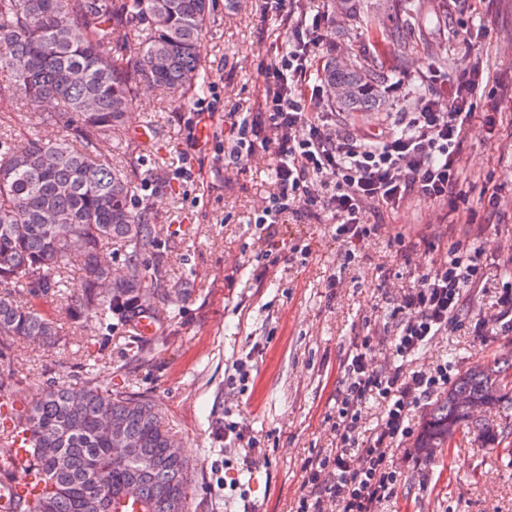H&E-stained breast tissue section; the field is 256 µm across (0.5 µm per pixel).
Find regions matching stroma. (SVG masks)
<instances>
[{"mask_svg": "<svg viewBox=\"0 0 512 512\" xmlns=\"http://www.w3.org/2000/svg\"><path fill=\"white\" fill-rule=\"evenodd\" d=\"M432 3L438 19L402 66L391 46L370 36L393 27L387 11H370L343 38L330 0H291L290 7L328 11L318 33L319 60L361 55L393 71L386 87L392 112L411 108L424 94L421 73L439 69L438 89L445 94L465 69L483 66L492 85L479 90L476 109L497 113L500 122L492 131L473 126L459 160L461 187L481 223H448L446 205L421 198L396 212L369 204L363 218L377 230L346 265L331 216L287 218L271 237L255 226L254 216L276 190L272 154L228 166L223 142L214 141L194 157L202 181H173L198 99L220 115L256 111L262 94L257 64L285 37L278 21H261L262 0H216L199 43L207 91L198 99L147 91L128 117L129 126L146 122L153 128L150 142L135 150L139 170L154 188L149 201L156 247L147 260L159 266L167 292L153 334L141 336L132 323L108 329L92 314L71 318L69 298L48 295L40 307L57 320L60 336L50 348L13 341L16 377L6 394L9 407L23 409L50 380L81 383L88 354L101 336L111 335L97 381L155 401L189 462V512H295L305 460L336 446L342 364L366 335L373 345L370 367L390 361L386 325L403 292L431 268L433 256L419 239L434 234L450 244L481 245L483 281L468 292L459 323L421 355L420 366L444 363L457 374L493 360L512 362V330L495 319L499 297L512 289V98L506 95L512 88V0H456L450 8L444 0ZM476 24L484 37L464 44L466 30ZM28 131L45 138L59 134L44 123L42 112L20 100L12 113L0 116V138L18 146ZM490 181L508 187L494 206L484 195ZM400 235L416 243L406 259L395 252ZM274 242L281 255L275 263L267 254ZM478 323L489 335H475ZM247 355L252 371L242 385L234 380V366ZM221 423L235 424L252 438L256 466L243 465L242 446L218 434ZM413 449L409 439L395 451L402 480L383 512H512L511 452L489 450L470 434L429 458Z\"/></svg>", "mask_w": 512, "mask_h": 512, "instance_id": "35a3bbf8", "label": "stroma"}]
</instances>
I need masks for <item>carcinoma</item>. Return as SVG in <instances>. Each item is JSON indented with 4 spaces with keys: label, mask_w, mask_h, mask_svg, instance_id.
Returning a JSON list of instances; mask_svg holds the SVG:
<instances>
[{
    "label": "carcinoma",
    "mask_w": 512,
    "mask_h": 512,
    "mask_svg": "<svg viewBox=\"0 0 512 512\" xmlns=\"http://www.w3.org/2000/svg\"><path fill=\"white\" fill-rule=\"evenodd\" d=\"M348 21L359 22L373 7L405 15V27L387 33L395 57L404 58L412 37L430 25L423 0H338ZM213 0H0V112L23 97L30 105L55 102L47 123L62 124L72 137H35L13 148L0 143V336L53 344L55 321L36 306L17 307L11 289L24 288L41 300L69 287L76 314L129 323L151 314L165 294L158 269L144 263L155 249L151 211L135 207L138 159L129 153L106 163L98 158L105 139L128 141L125 117L146 83H163L190 97L205 91L204 65L197 43L210 22ZM163 14L166 25L152 16ZM116 27L136 33L135 43H116ZM320 81L345 90L342 112H380L388 75L365 61L328 58ZM111 244L121 251L132 281L101 295L97 280L111 276L98 253ZM9 345L0 344V396L16 373ZM98 358L85 364L86 381L72 386L52 380L36 391L24 409L9 413L0 426V457L12 451L15 435L25 434L28 483L38 490L14 501L19 512H90L98 495L93 466L109 475L118 494L111 512H188V463L169 456L170 433L146 396L94 382ZM512 377V364L493 362L460 374L422 419L415 448L422 457L444 446L448 424L476 436L488 448L512 443V429L471 421L462 407L477 400L495 413L512 410V383L492 394L493 385ZM122 424L118 438L98 432L103 407ZM133 486L137 495H125Z\"/></svg>",
    "instance_id": "1"
}]
</instances>
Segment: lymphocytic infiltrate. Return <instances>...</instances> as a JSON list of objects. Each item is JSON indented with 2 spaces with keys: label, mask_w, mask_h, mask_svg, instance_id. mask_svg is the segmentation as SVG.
<instances>
[{
  "label": "lymphocytic infiltrate",
  "mask_w": 512,
  "mask_h": 512,
  "mask_svg": "<svg viewBox=\"0 0 512 512\" xmlns=\"http://www.w3.org/2000/svg\"><path fill=\"white\" fill-rule=\"evenodd\" d=\"M263 15L280 22L286 40L257 68L263 94L254 112L224 115L225 134L237 159L258 151L276 158L277 191L256 222L274 226L286 215L319 218L330 213L335 236L349 251L374 230L361 219L363 205L373 201L395 211L418 197L445 204L450 214L477 212L460 188L459 151L474 121L495 127V117L477 116L473 99L485 81L481 66L459 80L447 103L424 95L410 112L396 113L390 125L360 137L341 132L332 112L314 111L317 99L309 81L316 64V32L329 20L292 12L286 0H263ZM428 251L447 250L395 307L392 360L370 369L372 349L363 337L345 363L347 375L336 406V450L310 458L303 467L302 496L296 512H381L394 497L401 472L393 449L412 435L410 417L422 400L448 387V366L430 368L417 361L426 347L447 335L458 320L468 289L482 275V252L473 243L445 247L440 238L426 240ZM383 403L372 433L362 431V407L369 399Z\"/></svg>",
  "instance_id": "obj_1"
}]
</instances>
